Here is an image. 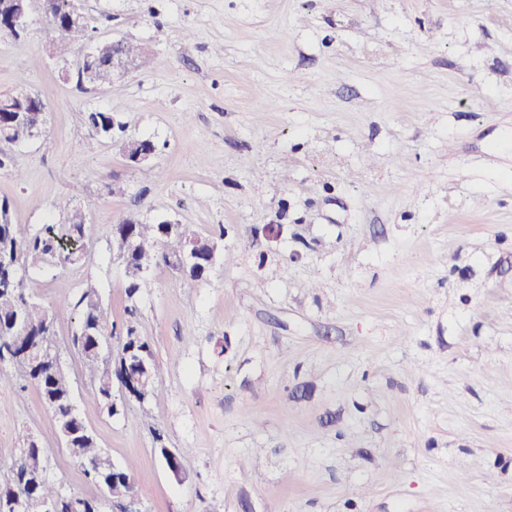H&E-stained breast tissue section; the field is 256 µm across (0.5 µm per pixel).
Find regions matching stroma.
<instances>
[{
	"label": "stroma",
	"mask_w": 512,
	"mask_h": 512,
	"mask_svg": "<svg viewBox=\"0 0 512 512\" xmlns=\"http://www.w3.org/2000/svg\"><path fill=\"white\" fill-rule=\"evenodd\" d=\"M98 40L145 46L121 91L78 80L33 14L0 38V94L46 103L6 145L14 223L88 210L82 262L29 268L44 305L95 289L158 368L117 414L55 329L75 408L139 512H512V0H82ZM106 111L157 147L130 163L77 123ZM217 239L194 288L135 296L115 217ZM135 306L128 318L126 306ZM149 421H142L141 411ZM46 478L102 500L34 388L0 386V481L23 434ZM182 455L175 478L155 435Z\"/></svg>",
	"instance_id": "obj_1"
}]
</instances>
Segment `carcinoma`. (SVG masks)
<instances>
[{
    "instance_id": "cac0c4a2",
    "label": "carcinoma",
    "mask_w": 512,
    "mask_h": 512,
    "mask_svg": "<svg viewBox=\"0 0 512 512\" xmlns=\"http://www.w3.org/2000/svg\"><path fill=\"white\" fill-rule=\"evenodd\" d=\"M48 38L57 45L61 56L69 52L74 43L88 39V25H60L57 19L44 20ZM122 52L137 60V67L149 64L150 54L141 44L126 40ZM112 47L95 52L90 64L81 63L78 74L92 70L90 79L97 85L112 86L110 60ZM78 122L91 127L100 137L112 140L114 132L125 131L110 112H77ZM46 104L28 112H0V143L19 141L24 130H44ZM57 208L66 215L62 224H41L33 228L15 224L7 200L0 199V366L13 369L14 375L0 369V382L17 376L33 385L41 403L54 419L67 421V445L71 455L84 465L86 476L102 491L105 498L134 499V483L123 470L98 471L91 468L103 450L88 430L73 406L72 383L61 367L59 355L53 345L55 326L63 318L78 320L71 343L81 356L82 367L94 383V398L111 415L117 413L113 398V384H119L123 403L131 401L143 408L152 389L156 367L149 341L138 334L137 328L126 325L121 340V352L115 366H103V342L109 323L108 310L97 292L86 289L74 304L61 302L48 307L41 304L26 283L29 267L38 264L64 267L80 262L85 255L87 214L71 208L61 200ZM216 244L214 238L201 236L184 224H143L125 216L114 224L112 252L122 262L127 280L128 297L141 288L145 269L164 262L181 272V285L193 288L202 278L199 270L182 267L179 257L190 246L200 265L205 266ZM24 448L14 461L10 476L0 484L1 500H21L25 512H41L42 505L50 502L56 512H101V502L90 501L62 492L50 485L45 477L46 460L39 440L32 434L23 435Z\"/></svg>"
}]
</instances>
